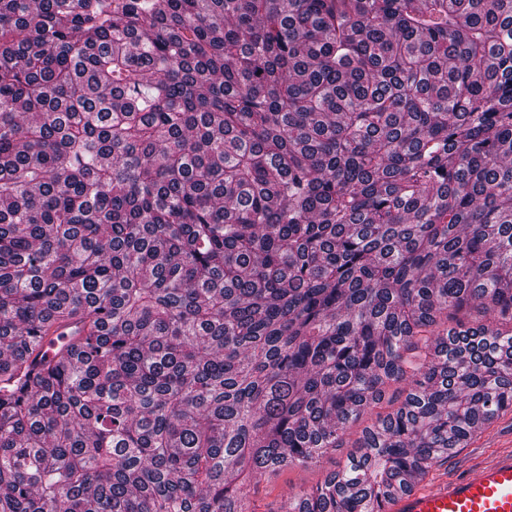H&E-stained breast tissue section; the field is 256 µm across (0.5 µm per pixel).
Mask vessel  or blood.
Instances as JSON below:
<instances>
[{
	"instance_id": "vessel-or-blood-1",
	"label": "vessel or blood",
	"mask_w": 512,
	"mask_h": 512,
	"mask_svg": "<svg viewBox=\"0 0 512 512\" xmlns=\"http://www.w3.org/2000/svg\"><path fill=\"white\" fill-rule=\"evenodd\" d=\"M386 512H512V454L431 486L395 493Z\"/></svg>"
}]
</instances>
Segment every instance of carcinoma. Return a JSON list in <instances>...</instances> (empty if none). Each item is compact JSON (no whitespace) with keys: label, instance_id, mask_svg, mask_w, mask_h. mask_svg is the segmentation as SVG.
<instances>
[{"label":"carcinoma","instance_id":"carcinoma-1","mask_svg":"<svg viewBox=\"0 0 512 512\" xmlns=\"http://www.w3.org/2000/svg\"><path fill=\"white\" fill-rule=\"evenodd\" d=\"M502 320L512 0H0V512H251L397 385L280 506L385 512ZM371 422V417L365 416L351 426L343 437L342 447L330 450L318 463L289 466L275 475H258L256 492L251 496V507L254 512H277L282 499L289 491L310 490L321 485L326 476L335 470L349 453L356 450L355 446L363 428Z\"/></svg>","mask_w":512,"mask_h":512}]
</instances>
